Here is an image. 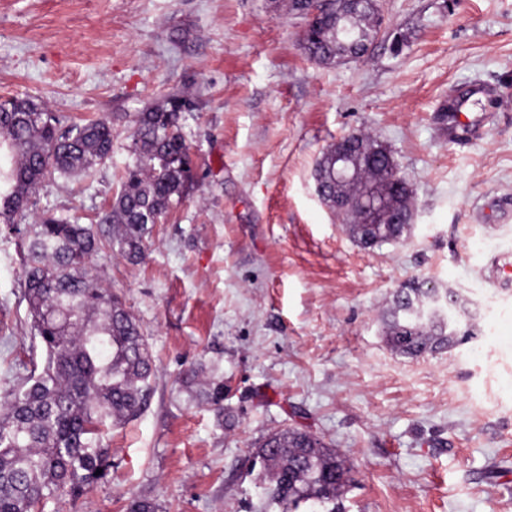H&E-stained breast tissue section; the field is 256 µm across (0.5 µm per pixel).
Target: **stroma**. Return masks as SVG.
<instances>
[{
	"label": "stroma",
	"mask_w": 512,
	"mask_h": 512,
	"mask_svg": "<svg viewBox=\"0 0 512 512\" xmlns=\"http://www.w3.org/2000/svg\"><path fill=\"white\" fill-rule=\"evenodd\" d=\"M363 59L303 53L288 0H0V97L114 128L90 180L50 178L34 212L94 222L131 157L137 112L192 93L189 189L148 236L143 262L95 255L154 357V394L113 426L112 468L45 512H266L255 453L297 427L339 453L346 512H512V0H380ZM469 97L470 131L441 109ZM377 136L415 189L409 232L372 249L313 191L330 144ZM426 279L474 311L476 340L416 359L381 316ZM19 239L0 224V395L32 345ZM224 383V409L177 379Z\"/></svg>",
	"instance_id": "stroma-1"
}]
</instances>
